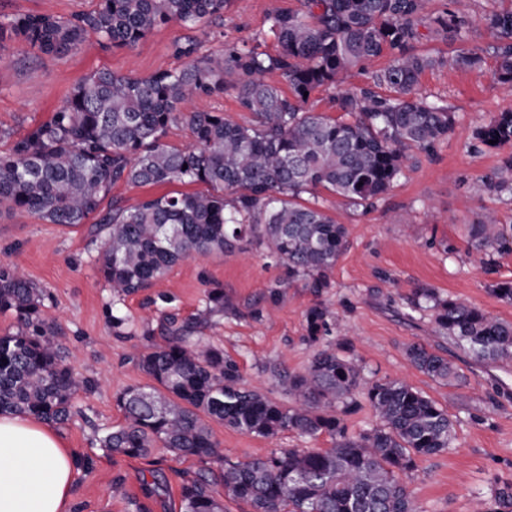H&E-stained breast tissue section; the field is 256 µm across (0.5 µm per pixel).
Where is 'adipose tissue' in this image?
<instances>
[{"label": "adipose tissue", "mask_w": 512, "mask_h": 512, "mask_svg": "<svg viewBox=\"0 0 512 512\" xmlns=\"http://www.w3.org/2000/svg\"><path fill=\"white\" fill-rule=\"evenodd\" d=\"M77 456L54 428L0 414V512H71Z\"/></svg>", "instance_id": "adipose-tissue-1"}]
</instances>
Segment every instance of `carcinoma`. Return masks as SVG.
<instances>
[{"label": "carcinoma", "instance_id": "obj_1", "mask_svg": "<svg viewBox=\"0 0 512 512\" xmlns=\"http://www.w3.org/2000/svg\"><path fill=\"white\" fill-rule=\"evenodd\" d=\"M297 11L269 17L275 54L232 42L215 55L187 36L171 51L180 69L145 77L97 71L79 82L50 118L30 127L0 153V205L50 224L75 226L97 214L103 235L98 271L120 299L151 287L178 262L266 245L284 277L262 301L276 304L282 288L301 281L319 297L331 287L329 272L345 250L347 234L318 203L295 202L320 188L356 206L372 207L402 174L407 152L431 154L448 139V108L416 93L420 75L446 64L482 68L480 52L451 59L416 50L424 27L436 36H464L470 19L444 9L426 12V0H301ZM230 0H97L96 8L69 18L25 13L0 22V54L21 41L47 55L78 51L89 36L103 46L131 48L153 30L177 23L194 29L224 16ZM480 21L498 39L499 82L512 85V9L487 10ZM386 56L373 75L376 86L336 96L333 118L305 108L304 93L335 84L349 69ZM277 72L289 92L263 80ZM234 91L253 114L249 126L221 112H186L196 97ZM188 126L193 144L168 145V129ZM482 145H512V110L498 112L475 132ZM202 183L207 193L165 194L128 209L115 200L99 213L118 183ZM479 191L512 197V153L482 180ZM471 246L491 269L512 253V225L477 217L467 227ZM42 293L10 264H0V312L11 311L18 329L0 336V413L30 415L62 424L72 398L85 386L62 360L54 328L42 313ZM415 310L431 312L439 333L475 361L512 360V323L482 308L419 286ZM224 311L259 318L260 303L241 310L224 302V289L205 290L194 319L165 317L163 343L135 356L151 386L131 385L116 396L124 424L106 432L100 446L144 458L162 447L191 457L198 470L181 485L183 512H224V496L250 512H416L400 475L421 459L438 456L455 440L448 411L420 390L397 380L368 382L346 343L319 350L306 368L283 380L282 404L248 387L224 349L196 336L207 318ZM305 339L320 343L330 332V312L320 302L305 313ZM422 373L450 385L460 375L447 358L418 343L406 350ZM363 395L378 424L351 435L345 417ZM208 417L241 433L273 438L294 431L329 448H281L265 456L224 459ZM487 512H512V486L495 493Z\"/></svg>", "mask_w": 512, "mask_h": 512}]
</instances>
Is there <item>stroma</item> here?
<instances>
[{
  "label": "stroma",
  "instance_id": "stroma-1",
  "mask_svg": "<svg viewBox=\"0 0 512 512\" xmlns=\"http://www.w3.org/2000/svg\"><path fill=\"white\" fill-rule=\"evenodd\" d=\"M489 0H428L434 13L448 8L473 21L468 39L425 38L418 47L449 57L478 48L482 71L451 66L426 70L420 96L447 106L455 116L453 130L433 153L414 154L390 190L374 207L349 205L328 192L301 194V204L319 200L348 232V247L330 272L331 286L321 299L332 313V339L346 341L369 379L403 381L445 408L456 428L447 452L420 461L406 483L419 512H485L495 489L512 484V361L481 363L433 330L429 315L407 317V299L426 285L442 295L467 299L494 318L512 323V304L498 299L490 286L512 281V255L499 257L494 272H485L466 235L476 216L512 221V199L479 193L481 180L505 156V149L476 146L474 132L491 114L512 109V87L498 82L493 48L497 39L480 18ZM95 0H0V21L40 12L67 18L91 11ZM299 0H232L223 18L204 26L202 51H220L225 41L267 53L278 49L269 16L299 9ZM186 28L162 26L131 48H103L89 38L74 53L49 56L16 42L0 57V152L9 138L46 121L54 107L88 75L110 70L148 76L181 68L170 50L186 36ZM387 58L350 71L342 88L311 93L308 109L334 114L340 89L367 85ZM100 240L92 224H49L25 213H0V262L17 266L44 291V310L55 326V340L65 363L91 378L94 386L78 392L75 412L58 430L78 455L94 466L75 470L72 512H127L128 499H138L147 512H181L180 485L192 474L193 458H176L154 449L145 459H130L101 448L103 433L123 423L115 397L130 385L150 382L131 361L134 351L149 348L161 334L165 314L194 316L203 306L207 284L221 286L225 300L237 306L258 301L281 276L265 246L223 255L197 256L179 262L147 292L115 300L98 273ZM171 295L172 303L157 301ZM313 295L301 283L284 288L278 304L266 306L260 319L230 312L215 316L203 334L223 346L239 365L249 387L284 403L285 375L303 371L315 353L304 339V315ZM131 317L133 337L114 335L112 308ZM422 343L448 358L463 375L450 386L414 368L406 348ZM210 428L226 459L267 455L279 448L330 447L327 437L309 441L284 432L274 439L243 434L214 422Z\"/></svg>",
  "mask_w": 512,
  "mask_h": 512
}]
</instances>
